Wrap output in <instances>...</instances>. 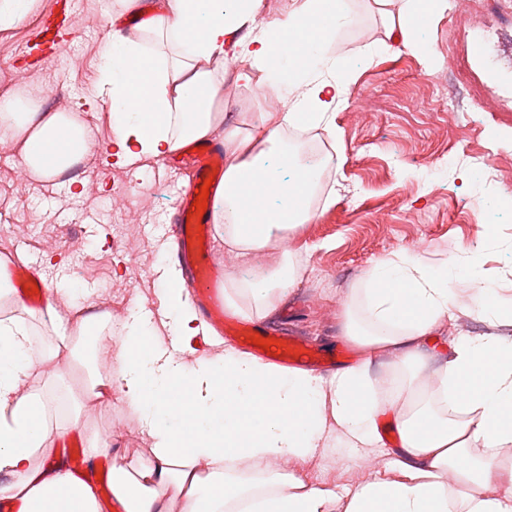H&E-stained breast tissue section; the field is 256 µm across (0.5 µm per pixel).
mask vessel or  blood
I'll list each match as a JSON object with an SVG mask.
<instances>
[{"label":"vessel or blood","instance_id":"obj_1","mask_svg":"<svg viewBox=\"0 0 512 512\" xmlns=\"http://www.w3.org/2000/svg\"><path fill=\"white\" fill-rule=\"evenodd\" d=\"M60 24L56 15H49L37 32V40L32 49L36 60H44L58 52L61 47L59 38ZM185 158L193 168V180L188 188L182 190L176 211L173 214L169 234L179 245L178 259L189 271L197 307L201 317L217 330L225 331L234 338L249 339L251 334L262 338H270L271 330L258 328L251 330L236 323L224 320V289L225 273L214 266L210 253L201 243L198 230V219L193 218V201L195 191L203 185L205 179L215 172L224 170L223 147L210 143L198 144L197 148L186 149ZM276 362L290 368L319 369L332 364V357L303 347L299 341L284 340L275 357Z\"/></svg>","mask_w":512,"mask_h":512}]
</instances>
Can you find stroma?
<instances>
[{
  "label": "stroma",
  "instance_id": "1",
  "mask_svg": "<svg viewBox=\"0 0 512 512\" xmlns=\"http://www.w3.org/2000/svg\"><path fill=\"white\" fill-rule=\"evenodd\" d=\"M71 39L61 55L35 65L22 56L26 40L51 0L0 44V98L34 86L67 83L68 96L52 109L75 116L95 132L93 151L72 178L39 180L17 153L0 156V261L38 265L44 286L69 281L54 294L59 314L71 319L101 310L115 324L132 311L148 314L153 340L176 342L161 324L163 279L174 245L165 229L178 192L190 178L187 161L137 159L120 163L109 154L113 132L109 105L99 93V67L107 42L99 33L127 17L119 0H67ZM356 23L337 40L342 68L351 72L347 105L333 116L335 134L325 137L332 161L331 200L317 219L288 235L273 231L248 257L238 256L218 234L210 236L214 260L228 274L263 280L278 266L282 248L296 264L294 283L267 317L312 348L328 352L344 343L342 309L376 261L407 251L439 264L475 248L486 287L512 301V14L489 39L478 37L471 16L441 14L421 30L418 53L402 47L378 52L387 39L374 0H351ZM238 63L228 62L216 103L224 129L255 124L275 109L272 99L237 82ZM488 157L485 165L464 158L462 147ZM122 247H114L115 234ZM498 336L512 341V324L482 313L473 301L456 307L423 352L421 375L433 377L461 336ZM43 379L19 390L52 396L69 392L77 421L57 415L52 435L67 441L65 456L79 455L91 433L110 441L117 461L143 455L150 439L119 394L85 389L84 371H64L60 359L40 364ZM335 430L311 460L275 458L270 473H299L310 482L352 488L357 475L377 477L383 459L371 450L352 456L337 448Z\"/></svg>",
  "mask_w": 512,
  "mask_h": 512
}]
</instances>
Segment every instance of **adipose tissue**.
<instances>
[{"label":"adipose tissue","instance_id":"ef3b65f1","mask_svg":"<svg viewBox=\"0 0 512 512\" xmlns=\"http://www.w3.org/2000/svg\"><path fill=\"white\" fill-rule=\"evenodd\" d=\"M159 0L158 11L134 36L113 35L99 84L110 103L115 155L129 161L161 158L186 141L213 138L224 121L214 102L224 78L214 58H232L239 80L284 106L260 115V129L234 128L224 136V191L213 212L225 244L244 254L264 245L270 228L287 231L318 216L310 203L317 168L299 166L285 140L288 129L326 126L344 102L347 77L332 54L338 34L352 23L347 0H289L283 19L255 24L263 0ZM392 31L407 50L415 35L448 0H380ZM0 133L22 138V165L33 175H59L83 160L93 130L63 112H40L23 96L0 101ZM289 177L275 174V167ZM454 268L400 253L377 261L359 290L363 312L343 307L345 335L361 351L357 364L322 379L288 371L226 346L222 360L188 364L183 352L211 329L191 304L180 271L164 280L173 349H147L153 324L132 313L119 339L102 333L107 314L70 325L46 304L55 346L37 342L29 324L0 319V472L14 481L0 495L5 512H99L93 480L75 477L45 442L48 405L40 395L18 396L21 378H38L35 360L67 349L82 351L79 336L98 331L120 368L114 377L91 371V387L116 386L128 410L152 440L138 466H113L112 495L125 512H512V465L495 450L512 444V341L464 337L433 380L419 375L425 341L459 303ZM293 282L289 265L261 286L231 278L227 306L263 319ZM388 349L399 355L376 378L369 359ZM394 412L399 445L387 447L381 409ZM342 447L380 449L384 470L353 489L336 490L292 475H272L269 459L285 453L314 456L328 426ZM206 461L208 472L199 471ZM489 484L498 496L483 494ZM344 510H337V502Z\"/></svg>","mask_w":512,"mask_h":512}]
</instances>
